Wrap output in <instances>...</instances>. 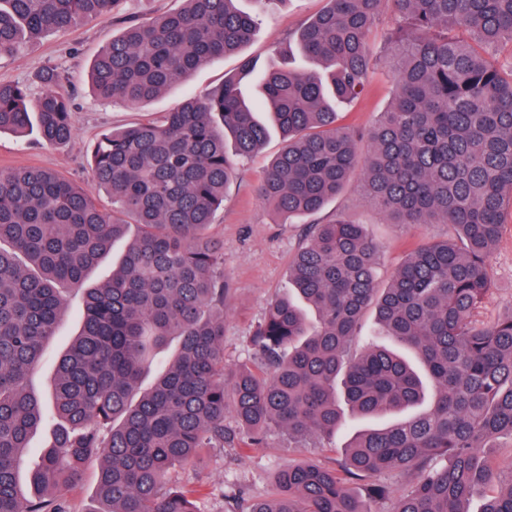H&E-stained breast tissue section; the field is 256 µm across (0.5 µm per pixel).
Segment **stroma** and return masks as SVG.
Wrapping results in <instances>:
<instances>
[{"label":"stroma","instance_id":"35a3bbf8","mask_svg":"<svg viewBox=\"0 0 512 512\" xmlns=\"http://www.w3.org/2000/svg\"><path fill=\"white\" fill-rule=\"evenodd\" d=\"M325 0H287L257 11L254 0H237L239 10L257 14L259 21L252 41L240 52L211 59L185 80L174 84L156 99L138 106L106 104L92 93L87 74L99 52L119 34L127 21H145L162 13L178 11L183 0H125L117 17L109 22H90L64 32H53L29 42L15 57L0 59V81L27 84L31 97L42 87L34 75L46 66L58 67L68 76L77 94L74 100L71 140L63 146L40 143L36 133L20 138L12 133L0 135V170L40 167L56 171L71 183L87 187L92 182L91 151L95 141L115 128L127 127L170 111L184 98L203 93L219 85L225 76L237 73L243 59L254 63V70L242 82L245 98L256 114H263L262 78L271 68L288 65L304 71L309 59L299 50L289 56L279 53L285 38L317 15ZM394 94V86L384 64L370 70L366 93L345 109L343 122L353 128L367 129L377 112L383 111ZM284 146L277 132H270L263 147L239 166L236 179L229 185L224 204L209 228L210 236L223 252L224 272L230 292L224 306V365L260 368L259 354L250 339L263 320L273 299L289 294L288 268L300 243L303 218L284 220L265 207L257 196V186L265 169ZM343 212L364 225L366 232L383 252L382 281H389L405 254L427 239L444 238L443 224H389L365 201L359 181H351L345 191L317 218L326 221ZM493 288L486 296L480 318L495 320L512 310V224L505 225L492 261ZM83 301L81 295L67 298L57 334L49 344L32 379V388L47 393L53 381L58 358L80 328ZM367 419L346 412L344 426L329 442L313 441L296 447L286 432H267L261 447L239 453L234 448L209 450L192 466L178 471L187 484H203L212 494L205 504L207 512H224V493L239 489L256 497L268 496L274 476L284 466L312 460L335 467L344 458V447L351 435L366 427Z\"/></svg>","mask_w":512,"mask_h":512}]
</instances>
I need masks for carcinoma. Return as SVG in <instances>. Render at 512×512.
I'll return each mask as SVG.
<instances>
[{"label":"carcinoma","instance_id":"carcinoma-1","mask_svg":"<svg viewBox=\"0 0 512 512\" xmlns=\"http://www.w3.org/2000/svg\"><path fill=\"white\" fill-rule=\"evenodd\" d=\"M122 2L0 0V58L28 38L111 20ZM184 2L112 37L90 71L98 99L147 102L250 41L256 17L236 0ZM387 4L403 19L386 38L395 93L359 132L340 122L336 104L363 93L378 61L368 34ZM297 41L315 68L264 77L285 146L258 184L260 201L286 219L315 215L358 174L388 223L445 224L447 236L410 250L380 288L381 249L363 225L342 213L309 225L290 263L294 296L271 302L252 338L270 374L228 375L229 281L207 229L239 160L268 136L239 78L101 135L92 177L110 211L55 171L0 170V512H71L65 493L92 457L100 468L90 512H206L203 487L170 481L206 450L258 447L271 426L303 446L343 426L342 402L377 416L427 399L425 411L356 435L339 467L290 464L270 498L238 490L228 512H369L363 498L392 494L376 481L388 470L414 477L393 512H471L494 483L479 512H512V469H492L487 452L512 438V311L488 324L475 318L512 223V0H326ZM35 79L43 92L33 103L27 85L0 82V133L34 126L44 143L64 145L73 135L69 80L55 66ZM133 226L112 278L84 287ZM71 289L82 293V327L46 399L28 378ZM369 309L425 375L382 345L361 344ZM175 338L176 353L142 388ZM49 416L53 438L23 480L21 461Z\"/></svg>","mask_w":512,"mask_h":512}]
</instances>
